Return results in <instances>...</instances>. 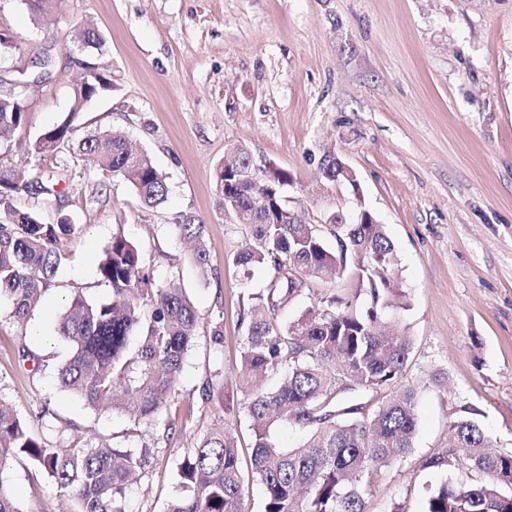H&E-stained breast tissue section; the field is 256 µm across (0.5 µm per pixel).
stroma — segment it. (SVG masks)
Segmentation results:
<instances>
[{
  "label": "stroma",
  "instance_id": "stroma-1",
  "mask_svg": "<svg viewBox=\"0 0 512 512\" xmlns=\"http://www.w3.org/2000/svg\"><path fill=\"white\" fill-rule=\"evenodd\" d=\"M86 20L105 42L92 61L111 88L87 104L71 142L124 132L166 177L159 207L70 153L51 162L25 150L71 107L83 72L75 37ZM47 47L63 70L28 91L27 125L0 151V171L67 167L57 199L25 196L16 205L46 224L67 216L77 230L61 242L56 282L27 326L0 300V399L56 445L153 448L147 475L125 492L129 512H166L186 449L210 429L236 434L241 467H250L240 309L269 274L230 261L247 230L226 222L217 174L239 146L254 164L288 171V206L308 223L337 213L351 224L365 208L398 253L410 303L401 319L413 342L402 380L425 386L414 448L372 473L369 512H425L429 491L474 480L462 468L424 465L448 451V424L462 406L479 408L498 450L512 451V0H65L44 23L23 0H0V74L30 66ZM329 157L354 171L356 185L323 178ZM187 217L205 227L208 274L176 232ZM119 227L156 285L176 276L200 314L176 389L150 427L84 405L54 375L71 352L53 336L54 322L72 291L92 302L111 297L97 268ZM217 321L219 347L210 342ZM23 344L44 360L40 375L19 358ZM435 372L446 385L428 384ZM211 376L224 380L223 402L198 405ZM168 423L176 433L166 440ZM0 481L21 512H77V501L28 460L10 461Z\"/></svg>",
  "mask_w": 512,
  "mask_h": 512
}]
</instances>
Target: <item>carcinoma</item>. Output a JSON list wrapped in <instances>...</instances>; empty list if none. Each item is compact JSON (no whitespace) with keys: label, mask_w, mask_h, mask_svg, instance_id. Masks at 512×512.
Here are the masks:
<instances>
[{"label":"carcinoma","mask_w":512,"mask_h":512,"mask_svg":"<svg viewBox=\"0 0 512 512\" xmlns=\"http://www.w3.org/2000/svg\"><path fill=\"white\" fill-rule=\"evenodd\" d=\"M37 19L61 8V0H24ZM86 102L72 98L70 111L29 143L44 158L70 150L73 123ZM24 97L0 95V147L26 122ZM79 154L131 186L147 206L167 194L165 176L148 153L128 155L125 138L99 132L79 145ZM53 178L0 175V298L12 303V317L25 323L55 283L61 255L57 245L76 232L66 217L42 223L32 211L15 206L21 195L53 194ZM236 206L252 214L245 247L232 257L237 266L270 272L263 292L242 307L245 323L242 410L252 422L251 474L263 491V512H367L366 476L406 458L417 433L418 388L401 379L412 340L400 318L388 309L406 310L400 290L394 245L381 224H345L330 248L312 224L285 213L267 223L261 188L233 193ZM179 237L195 243L193 261L208 265L204 225L188 218ZM101 281L112 290L105 302H91L79 291L68 298L55 332L71 346L56 368L58 386L87 405L123 410L135 425H154L174 390L184 358L194 345L199 313L177 279L150 288L151 278L138 248L121 232L113 235L98 265ZM343 282L342 291L312 305L289 325L281 311L302 297L309 284ZM276 374L279 384L265 385ZM400 387L391 397L362 412L357 391ZM224 384L206 380L201 404L220 398ZM479 409L466 407L451 422L454 449L425 461L443 469L457 466L488 476L444 486L427 496L425 512H512V453L493 449L477 421ZM300 432L302 443L284 450L271 429ZM151 449L120 450L105 442L58 446L0 402V468L24 457L45 471L57 489L73 495L79 512H127L125 489L150 465ZM179 494L167 512H244V482L237 442L224 432L198 439L178 470Z\"/></svg>","instance_id":"cac0c4a2"}]
</instances>
